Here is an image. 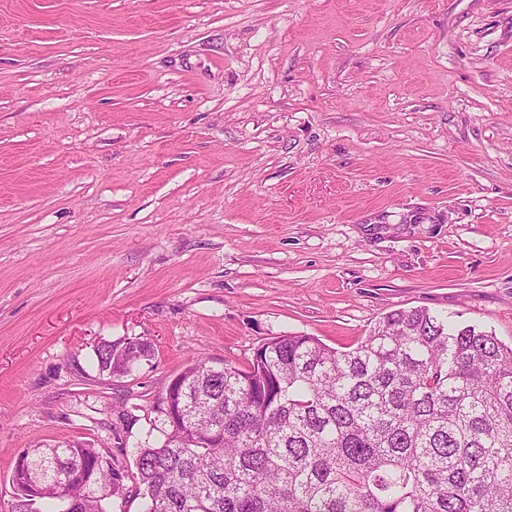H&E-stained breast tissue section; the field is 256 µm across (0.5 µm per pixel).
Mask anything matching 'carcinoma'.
<instances>
[{"instance_id": "obj_1", "label": "carcinoma", "mask_w": 512, "mask_h": 512, "mask_svg": "<svg viewBox=\"0 0 512 512\" xmlns=\"http://www.w3.org/2000/svg\"><path fill=\"white\" fill-rule=\"evenodd\" d=\"M147 355L104 342L100 373ZM180 416L138 446L144 512H512V347L426 308L394 310L354 347L283 335L246 369L190 359ZM83 442L34 444L32 457L95 472ZM72 512H109L80 490Z\"/></svg>"}]
</instances>
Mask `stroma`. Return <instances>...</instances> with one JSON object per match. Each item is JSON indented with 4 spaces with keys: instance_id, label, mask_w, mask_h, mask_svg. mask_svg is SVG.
<instances>
[{
    "instance_id": "obj_1",
    "label": "stroma",
    "mask_w": 512,
    "mask_h": 512,
    "mask_svg": "<svg viewBox=\"0 0 512 512\" xmlns=\"http://www.w3.org/2000/svg\"><path fill=\"white\" fill-rule=\"evenodd\" d=\"M420 307L512 345V0H0V512L70 441L143 512L189 358ZM149 355L139 344V349L134 345L126 346L125 343L103 342L94 349V356L99 373L109 374L112 370V376H121L128 374L137 368L144 360L142 356Z\"/></svg>"
}]
</instances>
